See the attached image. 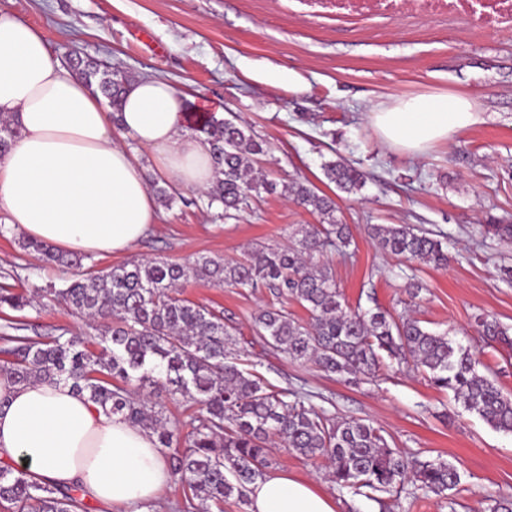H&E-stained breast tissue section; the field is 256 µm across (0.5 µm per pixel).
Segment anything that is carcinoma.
<instances>
[{"instance_id":"cac0c4a2","label":"carcinoma","mask_w":512,"mask_h":512,"mask_svg":"<svg viewBox=\"0 0 512 512\" xmlns=\"http://www.w3.org/2000/svg\"><path fill=\"white\" fill-rule=\"evenodd\" d=\"M70 68L117 113L130 78L112 66L74 54ZM212 147L215 181L207 206L218 203L224 217L244 213L261 194L278 193L320 216L321 223L302 227L286 246H259L241 261L199 256L191 263L130 261L106 269H83V258H65L45 243L22 239L19 248L47 264L74 269L63 288H44L41 297L63 303L92 322L104 323L100 350L91 351L78 336L62 331L42 339L16 334L0 337V372L18 384L56 381L72 385L107 415H119L156 437L158 447L173 448L180 428L168 426L163 408L135 395L128 386L150 385L180 395L200 407L184 421L183 449L174 448L168 464L172 476L187 487V512H224V503L245 501L249 486L271 466L268 443L277 439L291 452L324 457L336 486L377 500L375 492H400L404 483L446 496L460 477L444 460L421 461L388 445L371 424L338 420L305 405L296 392L275 389L260 376L241 369L231 352L235 339L224 316L180 297L189 280L216 286L267 289L278 298L299 302L308 322L283 308L263 309L254 318L255 333L294 362H312L322 371L353 381H369L387 358L428 375L438 388L450 390L464 408L492 428L512 433V395L478 373L479 360L453 344L448 334L433 332L421 321L384 312L349 309L323 256L351 244L350 225L336 219L333 200L299 182L278 183L257 172L267 143L240 124L210 113L195 122ZM21 135L19 122L0 114V157ZM325 177L342 192L355 193L364 175L337 160L323 164ZM158 203L169 208L176 190L153 183ZM368 234L386 252L432 266L448 267L441 240L410 224H369ZM30 300L0 288V306L22 309ZM487 339L512 344L509 329L488 316L477 318ZM0 506L9 512H82L75 489L43 483L25 467L0 465Z\"/></svg>"}]
</instances>
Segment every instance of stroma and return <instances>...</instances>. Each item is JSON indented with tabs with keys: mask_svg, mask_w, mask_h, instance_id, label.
<instances>
[{
	"mask_svg": "<svg viewBox=\"0 0 512 512\" xmlns=\"http://www.w3.org/2000/svg\"><path fill=\"white\" fill-rule=\"evenodd\" d=\"M0 12L39 28L60 62L77 50L135 79L163 78L207 102L209 112L244 123L270 147L260 161L270 179L316 187L350 225L351 245L326 257L349 306L408 313L447 333L476 351L480 373L512 393V348L486 340L474 323L484 312L512 329V283L500 273L512 266V238L483 231L492 220L512 224L511 27L493 31L445 17H310L299 14L295 0H0ZM138 32L161 53L146 51ZM448 92L471 99L480 121L422 156L389 146L368 119L378 104ZM340 159L364 173L359 192H340L325 177L323 164ZM318 221L277 194L222 219L200 192L186 189L131 251L92 254L87 262L104 269L203 254L241 260L251 244H286L296 229ZM370 224L432 232L453 260L437 270L386 253L368 235ZM19 237L12 228L0 236V276L25 295L37 286L62 287L69 271L24 253ZM412 280L422 286L415 299L407 288ZM182 295L223 313L242 368L299 392L316 410L372 424L410 456L456 467L460 482L447 496L408 482L387 496L390 512H487L491 499L512 497V434L464 410L424 373L384 367L374 381L348 383L313 363L290 361L256 335L254 316L277 303L268 290L192 281ZM7 320L27 323L31 336L61 328L95 335L80 315L50 302L0 309V323ZM271 455L274 472L312 481L336 512H380L376 502L338 489L323 458H303L280 444Z\"/></svg>",
	"mask_w": 512,
	"mask_h": 512,
	"instance_id": "obj_1",
	"label": "stroma"
}]
</instances>
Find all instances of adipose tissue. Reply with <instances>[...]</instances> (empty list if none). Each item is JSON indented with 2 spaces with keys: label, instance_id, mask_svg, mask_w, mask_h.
<instances>
[{
  "label": "adipose tissue",
  "instance_id": "ef3b65f1",
  "mask_svg": "<svg viewBox=\"0 0 512 512\" xmlns=\"http://www.w3.org/2000/svg\"><path fill=\"white\" fill-rule=\"evenodd\" d=\"M194 102L142 77L112 112L52 57L40 30L0 13V113L22 127L0 157V222L69 254L131 250L159 216L138 148L179 185L205 190L215 180L205 137L186 132ZM370 119L387 143L418 155L478 114L468 98L448 93L381 105ZM0 460L79 488L98 512H148L172 479L150 432L103 413L71 385H18L4 374ZM249 499V512H336L313 482L285 472L257 481Z\"/></svg>",
  "mask_w": 512,
  "mask_h": 512
}]
</instances>
